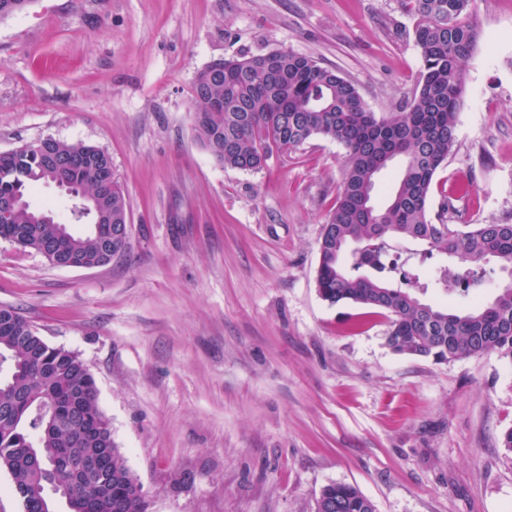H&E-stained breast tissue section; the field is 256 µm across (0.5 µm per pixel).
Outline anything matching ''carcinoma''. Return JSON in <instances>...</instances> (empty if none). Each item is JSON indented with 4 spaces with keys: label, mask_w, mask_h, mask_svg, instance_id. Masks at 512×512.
I'll list each match as a JSON object with an SVG mask.
<instances>
[{
    "label": "carcinoma",
    "mask_w": 512,
    "mask_h": 512,
    "mask_svg": "<svg viewBox=\"0 0 512 512\" xmlns=\"http://www.w3.org/2000/svg\"><path fill=\"white\" fill-rule=\"evenodd\" d=\"M35 0H0V18ZM415 18L419 81L401 110L380 117L352 81L309 55L271 51L226 59L239 75L226 79L206 66L193 95L197 141L224 167L259 171L275 153L315 136L345 150L344 177L322 226L316 283L331 304L352 302L388 317L387 347L395 354L450 361L495 352L512 360V284L485 305L461 313L423 302L429 287L408 272L394 282L392 241L421 242L429 255L449 256L454 268L437 281L478 286L490 264L512 269V224H435L429 215L433 179L456 143L465 63L479 39L471 0H403ZM402 164L388 205L372 202L378 175ZM52 183L91 218L108 223L76 234L54 210L35 208L29 193ZM14 204L0 239L49 262L76 260L100 267L125 250L128 203L109 153L97 146L47 138L0 155V205ZM0 469L12 476L24 512H146L142 487L112 439L95 380L76 352L49 346L15 309L0 307ZM314 512H375L357 488L330 484Z\"/></svg>",
    "instance_id": "1"
}]
</instances>
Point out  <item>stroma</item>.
Instances as JSON below:
<instances>
[{
    "instance_id": "1",
    "label": "stroma",
    "mask_w": 512,
    "mask_h": 512,
    "mask_svg": "<svg viewBox=\"0 0 512 512\" xmlns=\"http://www.w3.org/2000/svg\"><path fill=\"white\" fill-rule=\"evenodd\" d=\"M454 152L431 216L512 223V0H473ZM403 0H35L0 19V152L105 148L127 249L52 265L0 240V306L92 374L147 512H312L332 483L376 512H512V361L385 344L384 315L329 304L319 240L343 147L314 137L257 172L196 141L211 62L310 55L398 112L422 62Z\"/></svg>"
}]
</instances>
